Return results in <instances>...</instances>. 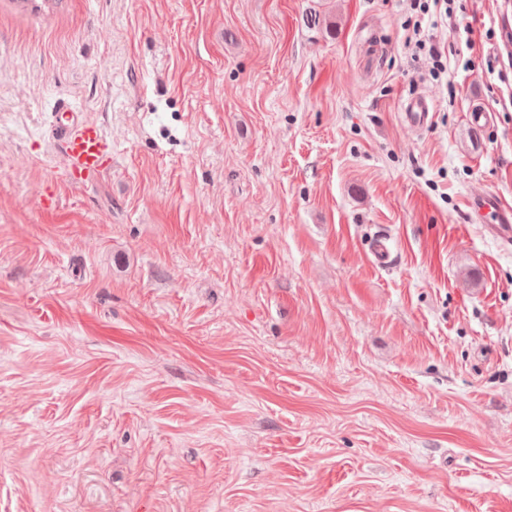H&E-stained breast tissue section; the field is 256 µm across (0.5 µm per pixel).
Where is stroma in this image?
<instances>
[{"instance_id":"35a3bbf8","label":"stroma","mask_w":512,"mask_h":512,"mask_svg":"<svg viewBox=\"0 0 512 512\" xmlns=\"http://www.w3.org/2000/svg\"><path fill=\"white\" fill-rule=\"evenodd\" d=\"M311 5L0 0V512H512V0ZM408 46H412V49L418 53H427L434 61V74L440 75L444 70L445 66L442 64V53L439 49L431 42L427 35L422 32L419 26L413 27V36L407 39ZM434 102L426 96H413L404 103L403 122L410 128L421 130L428 126ZM67 115L58 112L65 176L72 182L86 183L112 164V140L98 123L70 121ZM471 210L478 215H490L492 224H485L488 234L503 247L512 246V206L499 196L475 194L469 200ZM391 238L385 234L378 235L368 246V256L372 263L380 267H388L393 258Z\"/></svg>"}]
</instances>
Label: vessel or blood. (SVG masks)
I'll return each instance as SVG.
<instances>
[{
  "label": "vessel or blood",
  "mask_w": 512,
  "mask_h": 512,
  "mask_svg": "<svg viewBox=\"0 0 512 512\" xmlns=\"http://www.w3.org/2000/svg\"><path fill=\"white\" fill-rule=\"evenodd\" d=\"M434 102L425 96H414L404 103L403 122L412 129L428 126ZM64 172L75 183L97 178L112 163V141L95 122L70 121L60 126ZM478 215L491 216L488 234L504 247L512 246V205L499 196L483 193L473 195L469 202ZM393 246L389 236L381 234L371 240L368 256L372 263L386 267L392 262Z\"/></svg>",
  "instance_id": "obj_1"
}]
</instances>
